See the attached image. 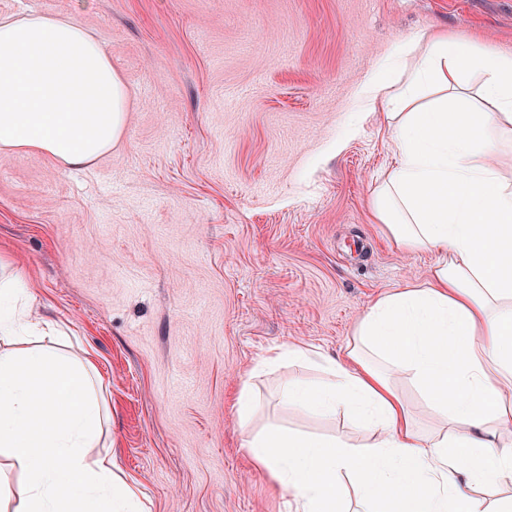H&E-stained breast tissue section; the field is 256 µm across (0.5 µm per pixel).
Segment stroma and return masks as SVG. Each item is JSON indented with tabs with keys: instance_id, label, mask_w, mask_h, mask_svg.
I'll list each match as a JSON object with an SVG mask.
<instances>
[{
	"instance_id": "stroma-1",
	"label": "stroma",
	"mask_w": 512,
	"mask_h": 512,
	"mask_svg": "<svg viewBox=\"0 0 512 512\" xmlns=\"http://www.w3.org/2000/svg\"><path fill=\"white\" fill-rule=\"evenodd\" d=\"M71 12L128 84L125 132L81 168L0 154V252L72 331L65 354L94 353L148 512H285L241 446L246 373L284 343L342 358L364 309L431 263L371 222L390 155L361 90L431 30L512 53V0H0ZM311 372L254 378L258 423L360 437L274 399Z\"/></svg>"
}]
</instances>
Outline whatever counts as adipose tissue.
Here are the masks:
<instances>
[{
	"label": "adipose tissue",
	"mask_w": 512,
	"mask_h": 512,
	"mask_svg": "<svg viewBox=\"0 0 512 512\" xmlns=\"http://www.w3.org/2000/svg\"><path fill=\"white\" fill-rule=\"evenodd\" d=\"M403 78L379 77L391 165L370 217L404 253L432 258L361 314L343 360L270 347L252 374L299 361L280 402L342 413L358 444L277 422L243 382L236 406L251 462L288 494L286 512H512V54L426 33ZM128 93L108 50L75 15L0 16V152L67 167L116 146ZM58 329L0 255V512H143L110 449L105 377L90 355L43 345ZM408 375L435 423L418 424L394 378Z\"/></svg>",
	"instance_id": "adipose-tissue-1"
}]
</instances>
